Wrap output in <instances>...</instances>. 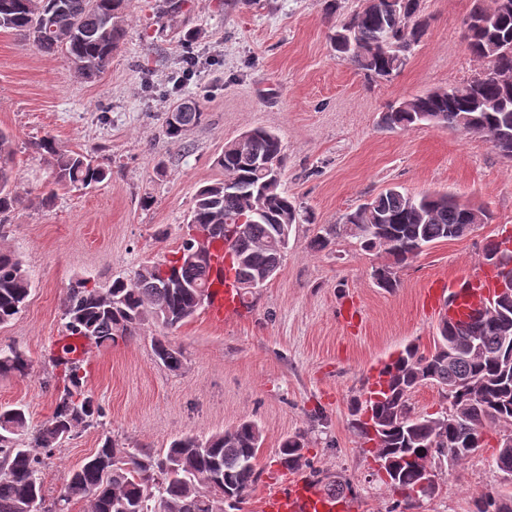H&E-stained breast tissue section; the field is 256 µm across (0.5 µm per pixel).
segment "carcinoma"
Returning a JSON list of instances; mask_svg holds the SVG:
<instances>
[{
  "mask_svg": "<svg viewBox=\"0 0 512 512\" xmlns=\"http://www.w3.org/2000/svg\"><path fill=\"white\" fill-rule=\"evenodd\" d=\"M189 0H154L156 22L184 13ZM420 0H368L349 21L336 27L334 47L357 70L388 79L403 67L404 52L419 43L426 22L413 26L398 19L419 11ZM129 0H0V30L13 32L39 51L63 54L81 64L78 76L93 80L104 72L112 54L127 35ZM469 18L476 22L466 36L476 56L491 57L498 79L480 80L473 98L448 101V91L434 90L402 99L386 117L389 130L433 124L465 135L489 139L506 126L512 131V0L501 3L474 0ZM203 117L199 100L177 102L164 121V133L177 143ZM248 154L236 140L224 144L218 165L224 180L198 190L187 229L209 233L208 246L224 249L234 282L280 269L291 228L310 223L311 214L281 185L283 147L279 137L264 128L244 132ZM51 170L53 184L88 188L104 182L107 171L86 155L60 149L53 138L32 144ZM12 138L0 130V229L15 210L20 194L13 175ZM467 203L448 193L412 195L392 186L361 204L345 217L344 226L362 239L367 250L385 251L392 263L374 270L377 284L397 286L395 268L440 240L465 236ZM248 224V232L224 242V227L216 216ZM178 253L160 262H147L106 289L83 281L73 285L63 302L66 334L59 339L57 363L64 373L54 385L55 408L48 424L29 441L18 439L28 430L22 406L0 407V512H30L43 505L36 449L52 448L80 425L101 423L104 412L86 389L85 342L110 346L136 334L150 317L164 328H175L201 306L199 289L210 288L212 260L205 265L178 264ZM33 281L28 269L10 250L0 248V326L14 320L25 307ZM507 328L478 319L472 323L438 324L433 349L408 346L384 370L383 386L371 392L353 428L373 441L370 426L381 438L376 461L383 481L397 496L396 507L413 509L427 496L421 482L431 463L452 468L487 445L489 431L512 424V300L500 304ZM484 351L473 355L470 342ZM157 360L169 370L182 365V354L166 340L154 342ZM25 352L0 350V377H22L30 371ZM433 383L446 392L448 406L435 413H416L410 407L415 390ZM262 431L253 420L209 437L185 434L173 439L164 453L120 449L111 438L67 477L45 512H67L73 500L88 502V512H232L257 480L255 459ZM305 443L300 435L282 442L279 462L287 470L300 467ZM494 463L512 480V442L497 448ZM472 512H512V492L481 494Z\"/></svg>",
  "mask_w": 512,
  "mask_h": 512,
  "instance_id": "1",
  "label": "carcinoma"
}]
</instances>
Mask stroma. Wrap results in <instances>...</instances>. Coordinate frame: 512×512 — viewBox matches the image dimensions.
I'll return each instance as SVG.
<instances>
[{"label":"stroma","mask_w":512,"mask_h":512,"mask_svg":"<svg viewBox=\"0 0 512 512\" xmlns=\"http://www.w3.org/2000/svg\"><path fill=\"white\" fill-rule=\"evenodd\" d=\"M360 5L336 0L329 15L321 0H191L188 12L160 25L148 0H132L125 41L92 82L63 55L0 31V130L13 137L23 197L0 245L33 280L25 308L0 327V349L24 351L32 368L0 379V405L24 406L30 429L54 411L46 382L59 372L52 358L69 287L84 279L104 288L171 257L197 191L224 178L217 160L226 141L254 127L277 133L286 156L281 183L314 218L293 226L277 277L246 295L239 317L216 324L203 307L169 330L149 319L116 345L88 344L85 384L106 416L45 455L48 497L105 439L156 454L178 435L205 437L250 419L262 446L241 512H261L264 494L285 482L278 453L297 433L301 475L318 470L330 491L345 485L351 512H392L395 498L376 475L372 445L351 426L353 410L382 364L408 345L432 346L439 319L427 288L484 266L485 241L512 235V162L484 139L445 127L380 125L403 98L486 69L464 38L472 0H420L426 35L387 80L357 70L331 40ZM189 36L197 67L177 85ZM184 97L199 99L204 117L174 143L163 123ZM47 135L108 169V179L89 189L59 186L44 200L50 170L31 144ZM393 185L449 192L486 206L492 218L469 236L424 248L398 268L389 291L373 277L389 256L364 250L342 223ZM330 225L333 243L313 251L311 240ZM161 335L181 350L180 370L156 361L152 340ZM510 434L512 425L498 426L489 446L459 465L434 464L436 491L413 512H471L474 496L506 489L493 444Z\"/></svg>","instance_id":"stroma-1"}]
</instances>
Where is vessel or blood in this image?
<instances>
[{
    "label": "vessel or blood",
    "mask_w": 512,
    "mask_h": 512,
    "mask_svg": "<svg viewBox=\"0 0 512 512\" xmlns=\"http://www.w3.org/2000/svg\"><path fill=\"white\" fill-rule=\"evenodd\" d=\"M493 272L479 267L472 275L449 282L447 289L432 288L428 295L440 318L469 320L482 309L495 288ZM209 315L221 322L241 311L239 291L231 276L215 281L209 298ZM344 497L327 493L320 484L300 478L287 480L284 488L266 494L264 512H348Z\"/></svg>",
    "instance_id": "obj_1"
}]
</instances>
